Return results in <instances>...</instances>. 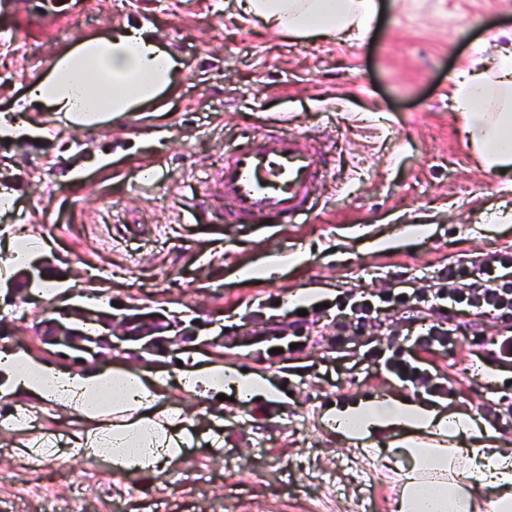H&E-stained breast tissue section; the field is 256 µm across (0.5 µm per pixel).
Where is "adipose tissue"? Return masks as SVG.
<instances>
[{
  "label": "adipose tissue",
  "instance_id": "ef3b65f1",
  "mask_svg": "<svg viewBox=\"0 0 512 512\" xmlns=\"http://www.w3.org/2000/svg\"><path fill=\"white\" fill-rule=\"evenodd\" d=\"M242 13L293 37L366 33L377 0H237ZM180 66L146 27L131 21L102 36L76 41L27 90V106L59 112L70 124H101L139 112L172 90ZM470 144L484 168L512 175V52L496 66L462 71L452 93ZM182 389L210 402L220 394L274 401L277 391L255 372L211 363L178 379ZM165 381L128 370L70 371L29 352L0 356V398L16 401L14 422L26 427L27 410L50 404L80 413L83 430L67 445L107 456L115 472L151 476L175 463L196 437L181 408L161 407ZM337 432L373 444L380 435L407 431L406 440L381 449L399 480L395 512H480L487 491L494 512H512V446L464 414L401 398H370L328 413ZM421 432L451 437L448 448L414 440Z\"/></svg>",
  "mask_w": 512,
  "mask_h": 512
}]
</instances>
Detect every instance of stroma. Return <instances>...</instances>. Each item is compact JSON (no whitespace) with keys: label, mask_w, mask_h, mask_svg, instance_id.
Masks as SVG:
<instances>
[{"label":"stroma","mask_w":512,"mask_h":512,"mask_svg":"<svg viewBox=\"0 0 512 512\" xmlns=\"http://www.w3.org/2000/svg\"><path fill=\"white\" fill-rule=\"evenodd\" d=\"M373 29L350 39H294L241 20L236 0H0V113L16 104L52 59L84 36L127 21L145 26L181 65L157 107L77 129L43 112L36 136L0 138V353L25 350L51 365L135 370L170 381L162 407L186 406L201 432L222 429L223 447L198 437L155 476L116 475L112 512H394L395 475L375 454L325 426L328 406L373 395L431 402L464 413L512 443L499 422L512 403V368L490 369L470 353L473 328L491 318L461 314V341L431 356L454 396L432 399L370 361L434 323L413 310L383 311L337 351L333 311L318 315L323 342L270 351L257 331L287 321L288 295L305 308L337 292L379 295L399 281L425 288L443 267L512 252V179L483 168L451 110L454 75L512 47V0H382ZM277 126L327 159L320 205L295 224L258 217L225 221L210 192L227 149ZM46 247L16 269L9 241ZM290 255L272 280L241 278L266 258ZM57 282L54 299L35 285ZM72 307L147 313L164 342L106 351L92 360L52 344L53 321ZM212 362L261 374L284 389L277 402L208 403L177 379ZM78 414L42 408L26 431H0V512H43L16 495L47 488L56 512L81 497L100 512L101 455L71 449L48 475L44 459L18 453L32 438L81 429Z\"/></svg>","instance_id":"1"}]
</instances>
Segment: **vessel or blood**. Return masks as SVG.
<instances>
[{
	"label": "vessel or blood",
	"instance_id": "vessel-or-blood-1",
	"mask_svg": "<svg viewBox=\"0 0 512 512\" xmlns=\"http://www.w3.org/2000/svg\"><path fill=\"white\" fill-rule=\"evenodd\" d=\"M322 177L305 138L268 131L226 154L216 186L228 219L274 215L290 224L312 212Z\"/></svg>",
	"mask_w": 512,
	"mask_h": 512
}]
</instances>
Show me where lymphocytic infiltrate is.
<instances>
[{"label": "lymphocytic infiltrate", "instance_id": "lymphocytic-infiltrate-1", "mask_svg": "<svg viewBox=\"0 0 512 512\" xmlns=\"http://www.w3.org/2000/svg\"><path fill=\"white\" fill-rule=\"evenodd\" d=\"M336 334L333 347L343 348L352 331L373 319L381 310H416L438 313L439 320L426 333L416 336L409 346L396 350L374 351L376 363L400 381L409 383L416 392L429 396L448 394L443 382L435 381L424 367L421 355L437 349L453 351L457 345L454 319L457 313L493 317L494 335L473 332L471 347L482 351L486 361L502 366L512 364V253L499 251L467 264L448 266L436 288L424 291L403 285L389 289L377 300L343 292L336 297Z\"/></svg>", "mask_w": 512, "mask_h": 512}]
</instances>
